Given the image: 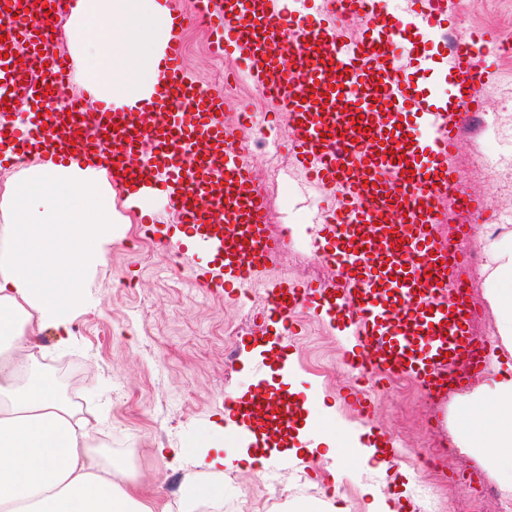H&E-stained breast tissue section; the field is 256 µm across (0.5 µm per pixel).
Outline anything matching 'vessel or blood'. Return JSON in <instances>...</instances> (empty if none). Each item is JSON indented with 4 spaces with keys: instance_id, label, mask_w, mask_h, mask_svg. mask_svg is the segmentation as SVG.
<instances>
[{
    "instance_id": "1",
    "label": "vessel or blood",
    "mask_w": 512,
    "mask_h": 512,
    "mask_svg": "<svg viewBox=\"0 0 512 512\" xmlns=\"http://www.w3.org/2000/svg\"><path fill=\"white\" fill-rule=\"evenodd\" d=\"M75 0H0V140L13 144V162L83 157L106 169L113 187H129V207L161 194L209 254L198 277L209 288L254 281L283 246L266 229L267 197L243 158L248 140L224 122L223 92L184 71L180 31L189 16H173L176 31L162 48L159 82L134 105L101 107L89 119L50 109L48 88L70 78L72 61L54 49L45 13L67 14ZM319 21L289 0H207L212 51L230 58L254 85L270 92L290 116L287 147L306 187L337 193L324 216L325 237L314 255H332L337 277L313 290L293 280L266 286L280 320L310 306L338 320L350 346L347 365L388 381L407 376L426 392L443 388L450 362L465 357L473 309L459 273L465 261L449 255L436 236L448 215L438 205L455 188L452 155L457 138L479 112L480 87L493 77L480 51L494 44L487 31L457 37L443 64L452 102L419 92L412 72L428 57L413 38L440 39L452 30L451 0H405L389 13L385 0H324ZM358 34L347 32L351 18ZM26 49L35 72L11 67L9 55ZM46 106L36 128L19 130V104ZM385 110L384 130L352 137L348 121L373 125ZM411 112L416 124L401 119Z\"/></svg>"
}]
</instances>
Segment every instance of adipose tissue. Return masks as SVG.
Wrapping results in <instances>:
<instances>
[{"label":"adipose tissue","instance_id":"ef3b65f1","mask_svg":"<svg viewBox=\"0 0 512 512\" xmlns=\"http://www.w3.org/2000/svg\"><path fill=\"white\" fill-rule=\"evenodd\" d=\"M99 100L122 107L158 81L159 50L173 35L159 0H78L73 13ZM7 243L0 246V512H154L139 490L99 463L88 421L76 418L40 367L27 334L51 325L59 344L81 298L82 269L102 260L112 234V198L75 159L48 162L18 187ZM458 428L485 464L512 484V377L485 388Z\"/></svg>","mask_w":512,"mask_h":512}]
</instances>
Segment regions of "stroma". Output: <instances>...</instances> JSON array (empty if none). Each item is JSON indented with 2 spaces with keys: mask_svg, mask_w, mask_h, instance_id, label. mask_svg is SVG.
<instances>
[{
  "mask_svg": "<svg viewBox=\"0 0 512 512\" xmlns=\"http://www.w3.org/2000/svg\"><path fill=\"white\" fill-rule=\"evenodd\" d=\"M452 15L459 26L500 37L498 22L512 15V0H453ZM183 40L192 79L224 88L228 105L266 115L269 137L287 133V113L258 95L252 82L228 88L223 76L208 70V41L197 26L188 27ZM493 60L497 73L484 100L486 128L466 147L481 153L486 166L504 171L512 167V141L498 131L512 129V55L498 52ZM279 160L280 176L264 190L280 223L292 227V241L260 272L248 298L198 287L196 268L159 238L147 237L125 193L113 191L112 241L104 259L84 269L69 345H59L50 325L32 337L43 369L61 373L65 386L74 387L77 417L99 426L100 437L90 440L93 450L103 451L104 439H111L113 457L125 465L124 481L138 484L159 510L167 506L172 512H179L189 485L214 482L224 485L222 508L201 501L193 512H369L376 498L396 499L397 512H426V483L442 488L436 512H464L478 485L512 497V485L486 468L482 449L463 445L457 428L462 407L481 401L499 367L512 365V350L503 345L502 315L492 301L493 289L504 285L495 271L498 255L512 246V228L488 237L484 265L463 275L471 301L485 314L483 326L469 331L489 333L498 348L497 367L474 377L458 365L459 384L439 397L412 383L373 388L369 407L359 409L346 399L353 387L344 356L348 345L335 323L298 308L287 328L267 311L265 285L287 278L316 285L307 242L319 234V216L335 200L330 188L305 197L293 155L280 151ZM260 388L268 402L312 416L315 427L306 432L307 441L315 440L317 430H337L342 453L294 456L284 435L270 450L223 423L225 447L252 456L253 464L214 469L197 455L175 465L159 455L162 447L191 446L200 428L223 422L225 395L248 396ZM372 431L411 441L417 456H399L385 471L351 457L349 448L366 443ZM443 443L453 447V455L438 456L434 469L420 470L418 455L436 454Z\"/></svg>",
  "mask_w": 512,
  "mask_h": 512,
  "instance_id": "stroma-1",
  "label": "stroma"
}]
</instances>
